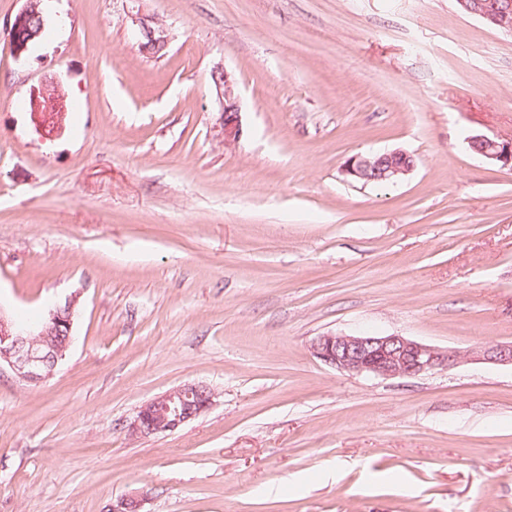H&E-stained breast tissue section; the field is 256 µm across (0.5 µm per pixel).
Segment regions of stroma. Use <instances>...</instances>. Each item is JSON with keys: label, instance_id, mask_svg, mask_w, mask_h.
Instances as JSON below:
<instances>
[{"label": "stroma", "instance_id": "35a3bbf8", "mask_svg": "<svg viewBox=\"0 0 512 512\" xmlns=\"http://www.w3.org/2000/svg\"><path fill=\"white\" fill-rule=\"evenodd\" d=\"M0 0V307L78 295L39 386L0 371V512H512V367L356 375L323 334L512 342V34L455 0H67L16 54ZM237 80L225 144L210 74ZM59 77L60 133L29 100ZM402 149L393 184L345 161ZM213 404L130 435L184 383ZM127 14L129 16V18L131 19L132 24L139 26V33H140V36L143 37V41L147 39V40H149L150 44H161L162 43V44H164V48L167 49V47L170 43L171 37H170L169 31L166 28H164L162 26H158V27L149 26L146 23L145 19L140 16L139 10L135 14H133L132 11L131 12L128 11ZM143 41L140 44L141 48L143 47ZM469 143L472 150L484 159L504 165L510 163L512 167V141L500 142L484 135H474Z\"/></svg>", "mask_w": 512, "mask_h": 512}]
</instances>
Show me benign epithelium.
Returning <instances> with one entry per match:
<instances>
[{"instance_id":"1","label":"benign epithelium","mask_w":512,"mask_h":512,"mask_svg":"<svg viewBox=\"0 0 512 512\" xmlns=\"http://www.w3.org/2000/svg\"><path fill=\"white\" fill-rule=\"evenodd\" d=\"M459 11L476 16L486 24L512 34V0H456ZM39 14V0H26L9 29L23 31L31 17ZM132 24L139 26L143 39L152 44L169 45V31L148 25L138 13H128ZM213 86L222 100L224 142L238 141L243 134L241 108L234 74L223 67L213 70ZM29 107L39 125L48 131L61 129L66 112L59 83L51 81L30 98ZM472 150L492 162L512 164V141L474 135L469 139ZM414 158L403 150L349 158L343 174L353 182L394 183L413 170ZM77 297L62 306L49 309L44 322L30 326L11 320L0 312V371L8 368L26 385H38L50 379L66 359L74 336L73 324ZM310 349L322 362L352 374L382 377H411L435 369H446L462 361L512 365V344L478 345L465 351L441 350L399 334L360 333L324 334L315 337ZM214 393L196 383H186L147 401L128 426L134 435L152 436L174 432L195 419L213 402ZM142 500L127 497L108 506L111 512H141Z\"/></svg>"}]
</instances>
